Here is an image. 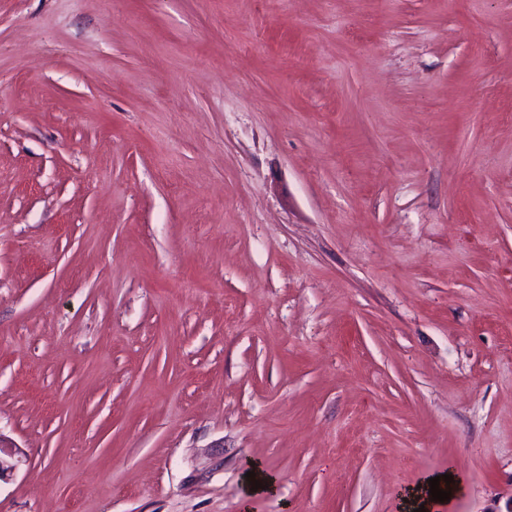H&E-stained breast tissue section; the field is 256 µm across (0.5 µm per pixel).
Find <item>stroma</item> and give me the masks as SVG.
I'll use <instances>...</instances> for the list:
<instances>
[{"instance_id": "stroma-1", "label": "stroma", "mask_w": 512, "mask_h": 512, "mask_svg": "<svg viewBox=\"0 0 512 512\" xmlns=\"http://www.w3.org/2000/svg\"><path fill=\"white\" fill-rule=\"evenodd\" d=\"M0 436V512H505L512 0H0ZM428 480L429 478L423 486L405 491L402 501L404 503V500H407V503H404V508L407 512H413V509H418L420 505H424L426 512H432L435 501H431L432 495L429 493L430 486Z\"/></svg>"}]
</instances>
